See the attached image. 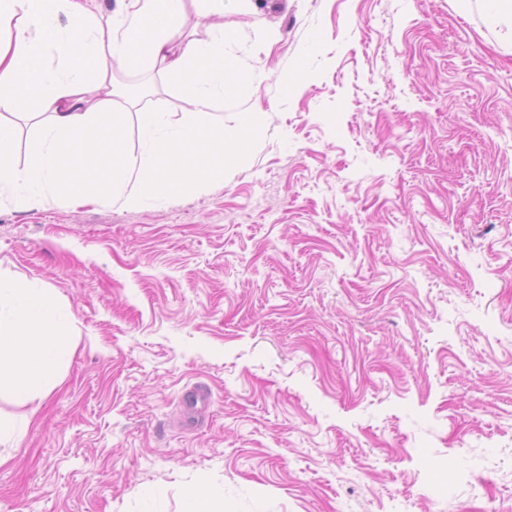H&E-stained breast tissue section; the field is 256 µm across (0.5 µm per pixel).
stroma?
Returning <instances> with one entry per match:
<instances>
[{
    "mask_svg": "<svg viewBox=\"0 0 512 512\" xmlns=\"http://www.w3.org/2000/svg\"><path fill=\"white\" fill-rule=\"evenodd\" d=\"M221 21L260 85L210 124L265 115L223 178L139 210L0 197V277L55 293L71 350L0 391V512H512V20L252 0L181 31ZM210 394L202 385L194 386L181 398L182 407L187 418L195 419L201 416L208 407Z\"/></svg>",
    "mask_w": 512,
    "mask_h": 512,
    "instance_id": "35a3bbf8",
    "label": "stroma"
}]
</instances>
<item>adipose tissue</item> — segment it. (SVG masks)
Returning a JSON list of instances; mask_svg holds the SVG:
<instances>
[{
	"instance_id": "ef3b65f1",
	"label": "adipose tissue",
	"mask_w": 512,
	"mask_h": 512,
	"mask_svg": "<svg viewBox=\"0 0 512 512\" xmlns=\"http://www.w3.org/2000/svg\"><path fill=\"white\" fill-rule=\"evenodd\" d=\"M250 0H116L109 14L91 0H0V191L30 209L57 195L126 208L161 205L177 191L203 192L234 162L242 134L263 126L257 112L237 126L206 123L244 82L226 54L227 33L176 44L188 9L224 14ZM151 65L184 96L186 111L136 110L142 146L123 144L115 67ZM43 119L24 165L14 162V117ZM68 354L55 294L0 278V389L27 397L53 385Z\"/></svg>"
}]
</instances>
